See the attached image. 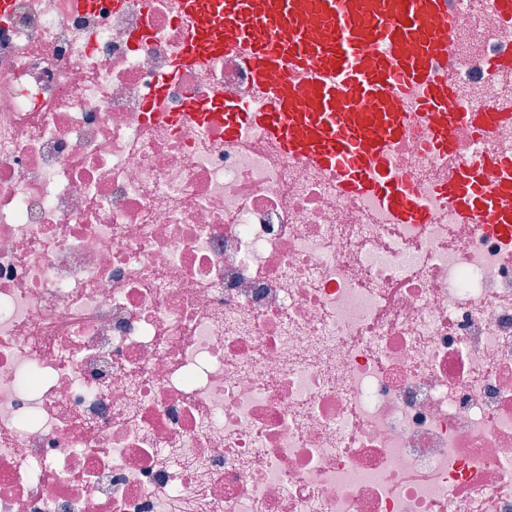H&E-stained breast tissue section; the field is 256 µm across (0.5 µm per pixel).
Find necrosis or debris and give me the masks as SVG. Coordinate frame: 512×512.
Listing matches in <instances>:
<instances>
[{
	"label": "necrosis or debris",
	"instance_id": "obj_1",
	"mask_svg": "<svg viewBox=\"0 0 512 512\" xmlns=\"http://www.w3.org/2000/svg\"><path fill=\"white\" fill-rule=\"evenodd\" d=\"M440 79L490 128L386 164L428 215L284 155L237 54L173 71L179 0L0 19V512H512V234L439 188L512 159V29L449 0ZM146 33L133 44L134 32ZM158 118L144 107L157 82Z\"/></svg>",
	"mask_w": 512,
	"mask_h": 512
}]
</instances>
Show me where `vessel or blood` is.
Here are the masks:
<instances>
[{"instance_id":"obj_1","label":"vessel or blood","mask_w":512,"mask_h":512,"mask_svg":"<svg viewBox=\"0 0 512 512\" xmlns=\"http://www.w3.org/2000/svg\"><path fill=\"white\" fill-rule=\"evenodd\" d=\"M194 31L177 59L192 66L238 53L266 89L263 106L224 108V134L246 125L291 157H307L336 173L345 190L369 187L404 221L424 224L412 183L382 167L388 142L405 133L395 103L411 91L433 119L429 147L451 152L460 124L490 125L494 112H472L456 89L435 76L448 53L455 18L448 0H180ZM323 25L313 30L311 17ZM282 72L269 84L271 72ZM493 184H486V172ZM441 194L467 214L490 216L494 231L512 228V164L486 160L456 171Z\"/></svg>"}]
</instances>
